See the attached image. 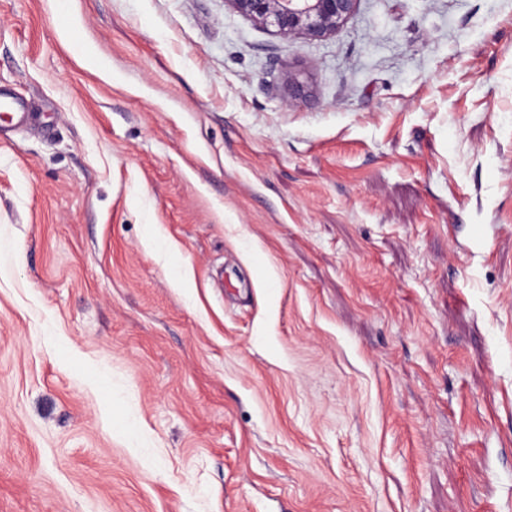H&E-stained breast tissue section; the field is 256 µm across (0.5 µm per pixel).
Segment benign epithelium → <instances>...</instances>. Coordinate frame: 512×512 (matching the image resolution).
I'll list each match as a JSON object with an SVG mask.
<instances>
[{"label": "benign epithelium", "instance_id": "7a95c632", "mask_svg": "<svg viewBox=\"0 0 512 512\" xmlns=\"http://www.w3.org/2000/svg\"><path fill=\"white\" fill-rule=\"evenodd\" d=\"M256 26L286 40H321L336 34L358 0H227Z\"/></svg>", "mask_w": 512, "mask_h": 512}]
</instances>
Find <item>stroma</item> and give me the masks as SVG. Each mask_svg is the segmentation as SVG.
<instances>
[{
  "instance_id": "1",
  "label": "stroma",
  "mask_w": 512,
  "mask_h": 512,
  "mask_svg": "<svg viewBox=\"0 0 512 512\" xmlns=\"http://www.w3.org/2000/svg\"><path fill=\"white\" fill-rule=\"evenodd\" d=\"M64 7L0 0V512H512V0ZM359 0H227L256 26L286 40H321L335 35ZM26 111L27 103L23 99L0 91V121L9 116L11 122L15 120L16 125H23L30 117Z\"/></svg>"
}]
</instances>
